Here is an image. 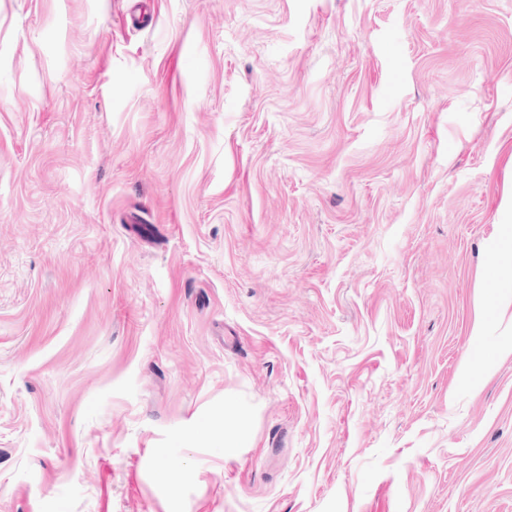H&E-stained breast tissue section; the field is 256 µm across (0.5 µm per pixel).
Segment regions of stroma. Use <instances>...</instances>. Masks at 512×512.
<instances>
[{"instance_id":"obj_1","label":"stroma","mask_w":512,"mask_h":512,"mask_svg":"<svg viewBox=\"0 0 512 512\" xmlns=\"http://www.w3.org/2000/svg\"><path fill=\"white\" fill-rule=\"evenodd\" d=\"M134 2L0 0V512H512V0Z\"/></svg>"}]
</instances>
